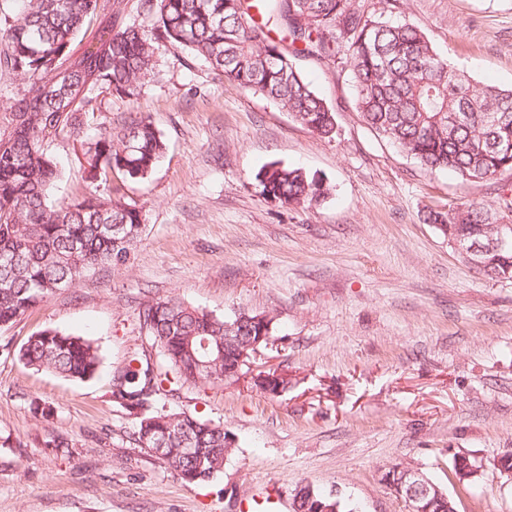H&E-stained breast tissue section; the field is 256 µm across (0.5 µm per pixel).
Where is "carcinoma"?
<instances>
[{"label": "carcinoma", "instance_id": "1", "mask_svg": "<svg viewBox=\"0 0 512 512\" xmlns=\"http://www.w3.org/2000/svg\"><path fill=\"white\" fill-rule=\"evenodd\" d=\"M149 29L105 23L75 57L71 46L99 10L98 0H0V76L18 84L0 113V326L35 309L85 272L126 259L144 224L136 207L95 194L66 207L49 202L60 175L45 144L98 126L100 94L138 95L155 69V44L187 50L216 75L258 93L306 126L331 137L336 110L306 81L298 60L341 61L338 75L354 91L362 120L421 166L465 181L512 169V88L479 86L442 56L411 23L371 19L355 0H144ZM66 68L59 82L53 73ZM90 177L145 179L167 145L152 123L134 116L118 133L89 141ZM261 193L282 205H311L329 188L297 167L271 162L257 174ZM428 220L486 243L498 236L482 204L431 212ZM121 227L117 235L107 225ZM485 275L512 280V244L485 257ZM147 346L114 371L112 402L135 416L137 446L187 484L224 470L232 452L224 426L160 404L186 383L234 379L242 351L270 336L274 318L218 316L176 298L152 299L138 312ZM24 366L71 380L94 378L98 348L81 336L47 328L21 346ZM357 512L343 497L309 484L295 490L293 512Z\"/></svg>", "mask_w": 512, "mask_h": 512}]
</instances>
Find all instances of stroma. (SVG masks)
Segmentation results:
<instances>
[{
  "mask_svg": "<svg viewBox=\"0 0 512 512\" xmlns=\"http://www.w3.org/2000/svg\"><path fill=\"white\" fill-rule=\"evenodd\" d=\"M370 18L420 26L474 82L512 87V0H357ZM155 77L133 98L101 94L98 120L153 123L167 152L144 179L88 178L81 141L49 146L61 172L50 201L96 193L142 212L145 230L124 264L87 272L0 327V512H240L277 491L289 512L311 484L401 512L383 469H419L457 512H512V281L471 264L427 220L482 202L512 224V171L468 182L430 171L368 127L333 63L302 69L336 109L323 138L276 103L219 79L162 42ZM279 161L331 186L312 206L266 199L256 179ZM172 296L219 316L275 318L237 380L183 387L166 407L223 424L233 452L222 473L187 486L133 440L113 404L112 372L145 344L138 311ZM46 328L98 347L99 374L78 382L25 368L18 351ZM283 370L270 395L253 374ZM58 436L66 447L52 448ZM478 472L452 476L454 455Z\"/></svg>",
  "mask_w": 512,
  "mask_h": 512,
  "instance_id": "obj_1",
  "label": "stroma"
}]
</instances>
